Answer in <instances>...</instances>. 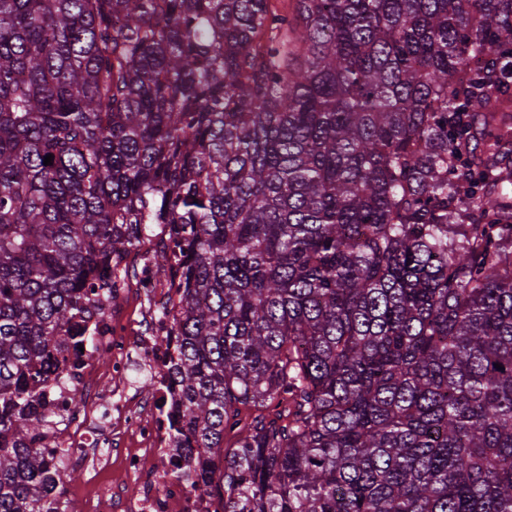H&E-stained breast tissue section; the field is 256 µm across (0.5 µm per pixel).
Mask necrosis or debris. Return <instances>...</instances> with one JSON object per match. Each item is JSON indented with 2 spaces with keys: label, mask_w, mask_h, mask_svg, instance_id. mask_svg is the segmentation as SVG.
I'll use <instances>...</instances> for the list:
<instances>
[{
  "label": "necrosis or debris",
  "mask_w": 512,
  "mask_h": 512,
  "mask_svg": "<svg viewBox=\"0 0 512 512\" xmlns=\"http://www.w3.org/2000/svg\"><path fill=\"white\" fill-rule=\"evenodd\" d=\"M136 251L134 270L114 269L112 297L91 320L93 345L62 361L35 399L46 419L44 444L65 449V464L83 465L111 488L114 512H210L207 495L174 474L186 451L173 443L178 394L167 367L176 352L162 339L172 331L177 288L156 273L158 235L150 226ZM102 352L109 364L100 372ZM136 371L155 383L153 411L134 389Z\"/></svg>",
  "instance_id": "4bbe7bcc"
}]
</instances>
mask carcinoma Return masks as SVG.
Returning <instances> with one entry per match:
<instances>
[{"mask_svg":"<svg viewBox=\"0 0 512 512\" xmlns=\"http://www.w3.org/2000/svg\"><path fill=\"white\" fill-rule=\"evenodd\" d=\"M142 224L214 512H512V0H0V512Z\"/></svg>","mask_w":512,"mask_h":512,"instance_id":"obj_1","label":"carcinoma"}]
</instances>
